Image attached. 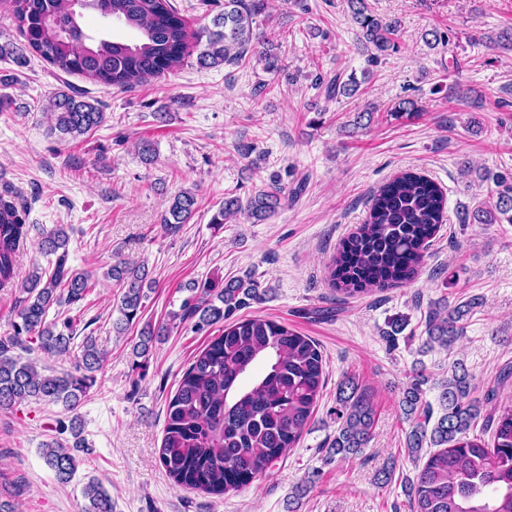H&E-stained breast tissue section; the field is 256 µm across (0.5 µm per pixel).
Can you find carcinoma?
<instances>
[{
    "mask_svg": "<svg viewBox=\"0 0 512 512\" xmlns=\"http://www.w3.org/2000/svg\"><path fill=\"white\" fill-rule=\"evenodd\" d=\"M352 20L358 25L357 41L371 60L398 50L400 21L373 15L366 0H347ZM263 9L261 0H224V13L212 27L190 35L185 21L170 0H12V13L25 40L22 47L0 45V57L23 66L26 51L39 55L66 74H79L96 82L133 88L183 66L190 39L199 48L196 62L202 68L237 66L246 59L254 39L253 20ZM92 12L134 32L128 42L103 34H90L81 25ZM326 83V98L351 96L359 84L350 75L336 72ZM51 131L60 138L76 139L104 121V113L76 92L57 93L46 107ZM491 176L485 173L481 178ZM496 201L465 210L462 224H512V180L492 176ZM283 187L258 191L247 202L233 194L211 219L222 225L239 215L261 223L281 204ZM447 198L443 188L427 175L403 171L373 194L364 224L346 237L328 264L329 283L349 296L394 288L414 279L426 250L445 223ZM197 207L196 196L182 191L171 199L163 227L176 233L189 223ZM26 204L8 185L0 189V290L18 288L17 321L13 333L0 337V410L8 411L29 401L62 403L73 411L93 386V372L100 368L102 353L93 337H84L73 371L43 373L31 360L12 355L27 351V339L38 350L66 356L74 347V321L47 322L48 310L71 306L84 299L92 277L68 265V236L61 228L43 233L40 249L54 256L51 271L33 270L27 279L15 281L17 258L30 240L31 225ZM107 277L121 288L117 326L123 334L138 318L144 289L153 280L145 268L118 261ZM259 283L250 275L223 283L205 281L190 288L170 322L195 320L201 331L224 322L261 297ZM478 299L434 304L426 319L424 349L449 348L464 334V320ZM168 326L146 325L134 345L136 357L149 355L154 341ZM426 377L418 373L402 389L399 407L411 428L406 433L408 454L434 449L416 475L405 481L404 492L411 512H512V403L497 401V387L484 398L472 396L471 379L455 364L448 382L441 385L443 413L433 427L430 404L424 400ZM323 357L318 344L307 336L271 319L245 318L224 326L183 373L167 406L166 426L159 461L178 487L221 496L250 486L268 475L299 443L323 389ZM336 435L328 453L341 459L355 456L371 440L376 411L370 396L354 382L338 387ZM493 427L492 443L470 435L478 420ZM42 458L60 484H68L77 470L70 449L55 440L44 445ZM82 512H113L112 496L96 479L82 489Z\"/></svg>",
    "mask_w": 512,
    "mask_h": 512,
    "instance_id": "cac0c4a2",
    "label": "carcinoma"
}]
</instances>
